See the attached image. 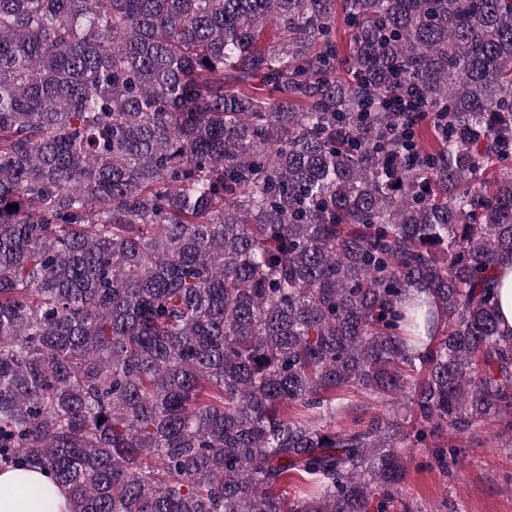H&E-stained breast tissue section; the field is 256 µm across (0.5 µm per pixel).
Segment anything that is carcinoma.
Returning a JSON list of instances; mask_svg holds the SVG:
<instances>
[{
	"label": "carcinoma",
	"instance_id": "cac0c4a2",
	"mask_svg": "<svg viewBox=\"0 0 512 512\" xmlns=\"http://www.w3.org/2000/svg\"><path fill=\"white\" fill-rule=\"evenodd\" d=\"M341 2L344 57L335 0H0V467L68 512H411L401 449L512 447V0ZM496 294L499 305V328L505 335L512 334V262L505 260L495 271Z\"/></svg>",
	"mask_w": 512,
	"mask_h": 512
}]
</instances>
